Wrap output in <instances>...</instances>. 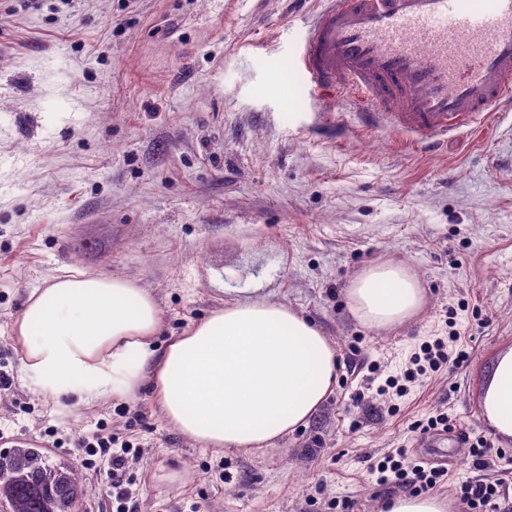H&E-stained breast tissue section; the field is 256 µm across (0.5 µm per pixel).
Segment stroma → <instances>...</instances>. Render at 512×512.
Wrapping results in <instances>:
<instances>
[{"mask_svg":"<svg viewBox=\"0 0 512 512\" xmlns=\"http://www.w3.org/2000/svg\"><path fill=\"white\" fill-rule=\"evenodd\" d=\"M324 0H0V434L77 470L74 512H112L77 437L134 440L135 512H379L394 485L371 465L414 448L416 420L442 409L491 444H441L455 486L502 482L512 441L491 436L481 395L512 346V114L435 149L364 132L358 104L311 96L291 56ZM333 113V138L319 134ZM406 264L421 314L375 329L346 290L369 265ZM136 281L155 298L165 344L245 298L287 305L334 344L335 391L307 425L263 450L207 448L162 417L153 389L125 402L45 394L11 332L30 294L67 270ZM458 332L470 357L410 384L369 389L371 365L399 375L423 342ZM54 437H45V430Z\"/></svg>","mask_w":512,"mask_h":512,"instance_id":"stroma-1","label":"stroma"}]
</instances>
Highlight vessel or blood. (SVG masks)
<instances>
[{
	"label": "vessel or blood",
	"mask_w": 512,
	"mask_h": 512,
	"mask_svg": "<svg viewBox=\"0 0 512 512\" xmlns=\"http://www.w3.org/2000/svg\"><path fill=\"white\" fill-rule=\"evenodd\" d=\"M318 94L343 91L413 148L512 112V0H331L293 62Z\"/></svg>",
	"instance_id": "b4317fda"
}]
</instances>
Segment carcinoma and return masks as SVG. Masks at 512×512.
<instances>
[{"mask_svg":"<svg viewBox=\"0 0 512 512\" xmlns=\"http://www.w3.org/2000/svg\"><path fill=\"white\" fill-rule=\"evenodd\" d=\"M81 494L76 470L48 463L38 449L0 453V499L10 512H74Z\"/></svg>","mask_w":512,"mask_h":512,"instance_id":"cac0c4a2","label":"carcinoma"}]
</instances>
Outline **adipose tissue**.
<instances>
[{
  "instance_id": "ef3b65f1",
  "label": "adipose tissue",
  "mask_w": 512,
  "mask_h": 512,
  "mask_svg": "<svg viewBox=\"0 0 512 512\" xmlns=\"http://www.w3.org/2000/svg\"><path fill=\"white\" fill-rule=\"evenodd\" d=\"M352 315L379 329L414 318L424 290L402 263L362 270L346 290ZM154 297L136 282L76 272L34 291L13 331L53 396L129 400L153 386L164 419L208 448H265L306 425L336 385L330 340L288 306L242 300L165 348ZM496 437L512 439V347L498 351L482 400Z\"/></svg>"
}]
</instances>
